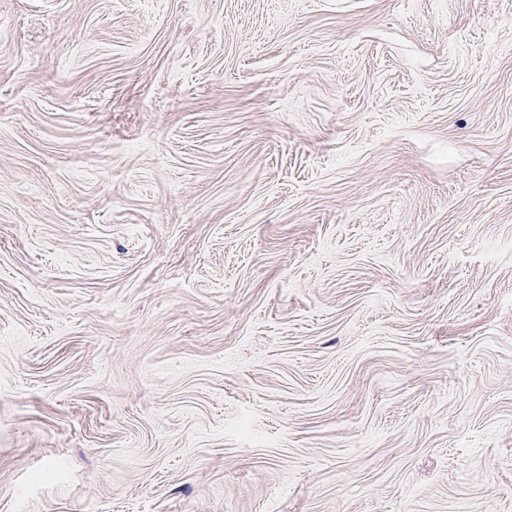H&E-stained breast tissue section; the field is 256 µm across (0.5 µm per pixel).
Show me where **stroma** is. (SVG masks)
Returning a JSON list of instances; mask_svg holds the SVG:
<instances>
[{"label":"stroma","instance_id":"1","mask_svg":"<svg viewBox=\"0 0 512 512\" xmlns=\"http://www.w3.org/2000/svg\"><path fill=\"white\" fill-rule=\"evenodd\" d=\"M0 512H512V0H0Z\"/></svg>","mask_w":512,"mask_h":512}]
</instances>
